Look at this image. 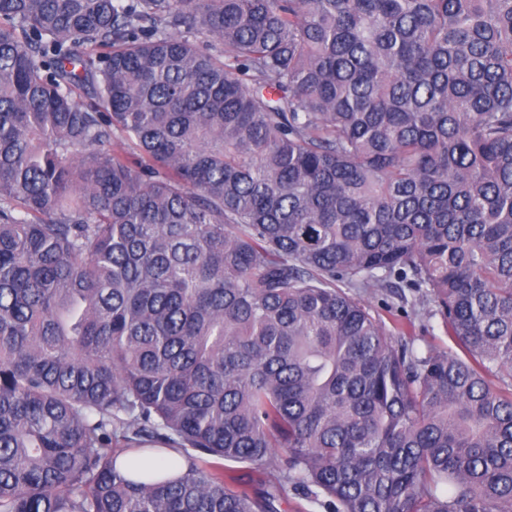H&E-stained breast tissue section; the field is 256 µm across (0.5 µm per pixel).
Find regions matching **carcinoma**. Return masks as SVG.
<instances>
[{
	"label": "carcinoma",
	"instance_id": "cac0c4a2",
	"mask_svg": "<svg viewBox=\"0 0 512 512\" xmlns=\"http://www.w3.org/2000/svg\"><path fill=\"white\" fill-rule=\"evenodd\" d=\"M223 460L512 512V0H0V512H276ZM351 294L391 329L393 323L390 314L387 312V305H392L394 307L393 311H396V308L401 304L391 298L385 291L377 288L355 291L351 292ZM434 309L435 303L430 300L425 301L424 306L421 304L420 309L416 307V314L409 306H405L404 310L414 321V334L405 336V339L413 344L418 354H424L429 348L457 351L440 316L433 315Z\"/></svg>",
	"mask_w": 512,
	"mask_h": 512
}]
</instances>
